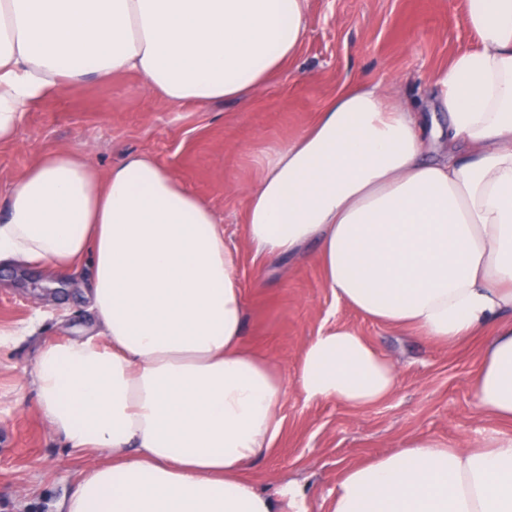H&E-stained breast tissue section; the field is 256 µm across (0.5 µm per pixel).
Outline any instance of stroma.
Segmentation results:
<instances>
[{
	"instance_id": "obj_1",
	"label": "stroma",
	"mask_w": 512,
	"mask_h": 512,
	"mask_svg": "<svg viewBox=\"0 0 512 512\" xmlns=\"http://www.w3.org/2000/svg\"><path fill=\"white\" fill-rule=\"evenodd\" d=\"M464 0H307V33L296 57L244 100L173 105L131 71L88 78L24 113L15 141L0 144V210L18 177L47 153L83 148L100 172L149 153L207 202L239 253L247 348L274 359L290 386L281 432L248 476L280 497L294 483L306 512H328L341 470L419 437L467 448L512 433L476 405L471 383L491 336L483 329L448 348L410 328L380 324L323 286L311 249L292 257L257 254L246 241V196L271 147L307 131L348 89L377 84L414 99L428 126L447 129L434 105V74L474 50ZM85 273L0 262V512H58L81 474L102 454L75 451L37 411L28 374L46 338L94 333ZM336 325L356 329L397 366L394 391L352 408L306 400L293 385L304 343Z\"/></svg>"
}]
</instances>
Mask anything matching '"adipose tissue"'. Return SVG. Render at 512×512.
<instances>
[{
  "label": "adipose tissue",
  "instance_id": "adipose-tissue-1",
  "mask_svg": "<svg viewBox=\"0 0 512 512\" xmlns=\"http://www.w3.org/2000/svg\"><path fill=\"white\" fill-rule=\"evenodd\" d=\"M306 0H0V142L42 97L130 70L169 103L248 96L292 58ZM477 50L436 80L447 154L416 102L339 94L268 158L248 193L257 251L313 246L323 285L370 319L448 346L495 333L473 380L512 422V0H467ZM86 268L101 334L50 339L29 374L69 448L101 452L61 512H287L247 470L281 431L286 380L243 344L237 253L211 208L147 153L99 174L43 155L0 213V260ZM395 364L339 326L303 346L306 399L365 407ZM328 512H512V434L471 448L418 438L343 469Z\"/></svg>",
  "mask_w": 512,
  "mask_h": 512
}]
</instances>
